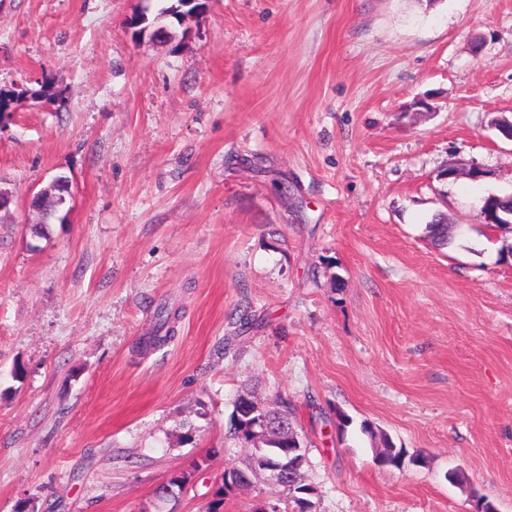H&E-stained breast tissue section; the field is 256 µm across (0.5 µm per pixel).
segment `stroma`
<instances>
[{"instance_id": "obj_1", "label": "stroma", "mask_w": 512, "mask_h": 512, "mask_svg": "<svg viewBox=\"0 0 512 512\" xmlns=\"http://www.w3.org/2000/svg\"><path fill=\"white\" fill-rule=\"evenodd\" d=\"M151 2L0 0V512H153L180 471L204 512L249 388L317 512H512V229L478 217L512 193V0H210L133 37ZM382 433L426 464L377 465ZM62 196L65 197V200ZM67 197H71V195L67 191H63L54 179L49 188L43 190L33 200L32 206L39 210L42 224H50L52 220L62 222L65 219L66 214L61 216L60 212L66 204ZM179 312L166 305L161 306L156 313V322L149 336L142 338L140 342L143 347L158 346L174 337L175 321L178 319ZM244 396L249 397L255 401L258 402V404L261 406V408L264 410L263 414H258L259 416L264 417L265 419V425L266 428L269 431V434L271 435H278V437H283V440H279L278 443L276 442H270V444L276 445V448H281L282 455L278 460L275 459V449L274 448H264V453L268 456L270 461H267V459L263 458L262 461L266 464L265 469L270 471V474L273 477V480H277V478H280L284 480L286 477H288V474H290L294 470V464L291 459V457L296 454L300 447L298 448H287L288 447V432L289 433H296L299 437L300 434L298 433L295 423L291 417H289L288 411H280L275 408H271L264 403H262L258 398L252 394L251 392L244 391L241 394L238 395L235 405H234V411L232 415L231 420V427L229 430V433L231 436L241 438L242 440L249 442L254 436V431H263L264 428L262 427L261 422L256 427H247L244 428L242 424H238L234 422V414L235 409L239 405L245 404ZM298 459H300V471L302 472L304 470L305 465L308 464V457H307V449L306 446L304 449H302L300 452L297 453ZM266 461V462H265Z\"/></svg>"}]
</instances>
